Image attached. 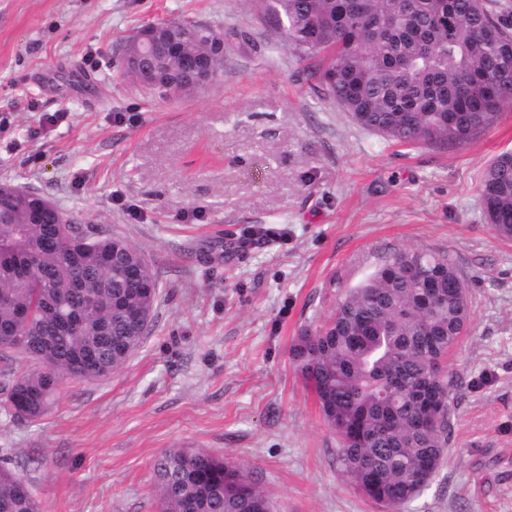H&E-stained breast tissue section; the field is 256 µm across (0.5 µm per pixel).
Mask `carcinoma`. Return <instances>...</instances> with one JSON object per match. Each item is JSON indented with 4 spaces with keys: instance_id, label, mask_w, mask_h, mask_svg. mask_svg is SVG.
I'll use <instances>...</instances> for the list:
<instances>
[{
    "instance_id": "1",
    "label": "carcinoma",
    "mask_w": 512,
    "mask_h": 512,
    "mask_svg": "<svg viewBox=\"0 0 512 512\" xmlns=\"http://www.w3.org/2000/svg\"><path fill=\"white\" fill-rule=\"evenodd\" d=\"M264 19H282L300 60L320 58L323 94L353 120L401 145H461L512 102V10L497 0H263ZM198 53L224 43L198 27ZM483 214L512 240V153L481 176ZM42 198L0 197V359L5 403L21 421L42 417L63 382L120 369L146 330L124 313L153 319L158 283L127 239L81 237L72 224L22 221ZM120 247L145 263L127 283L97 258ZM414 265L420 278L404 270ZM472 319L469 285L447 257L417 248L393 254L348 289L315 330L291 342L289 361L315 395L339 441L341 476L370 500L403 512L444 463L448 417L420 427L417 392L450 411L458 390L448 356ZM24 403L25 414H17ZM158 512H273L270 494L244 466L203 449L164 448L152 462ZM25 477L0 456V512H43L21 493Z\"/></svg>"
}]
</instances>
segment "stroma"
<instances>
[{
    "label": "stroma",
    "instance_id": "obj_1",
    "mask_svg": "<svg viewBox=\"0 0 512 512\" xmlns=\"http://www.w3.org/2000/svg\"><path fill=\"white\" fill-rule=\"evenodd\" d=\"M173 20L223 34L215 86L168 98L120 77L128 36ZM505 151L512 104L455 147L363 129L253 0H0V182L128 239L160 289L130 360L64 382L38 420L0 411V451L46 512H156L152 460L180 446L243 464L276 512H384L340 477L288 350L414 247L458 266L472 319L444 465L405 512H512V241L480 202Z\"/></svg>",
    "mask_w": 512,
    "mask_h": 512
}]
</instances>
